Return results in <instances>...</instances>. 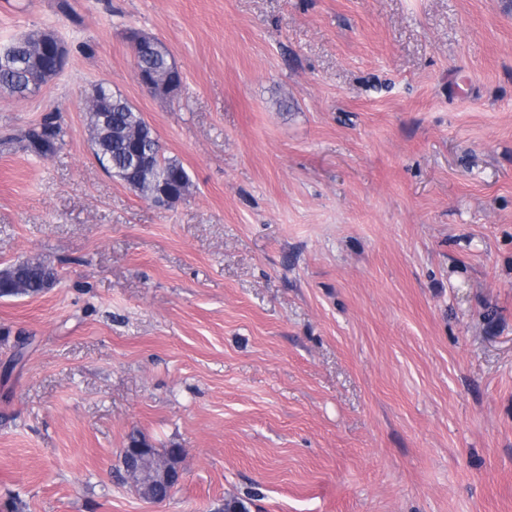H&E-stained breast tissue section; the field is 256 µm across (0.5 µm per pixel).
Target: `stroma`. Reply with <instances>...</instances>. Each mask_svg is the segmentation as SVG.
Listing matches in <instances>:
<instances>
[{
  "label": "stroma",
  "instance_id": "stroma-1",
  "mask_svg": "<svg viewBox=\"0 0 512 512\" xmlns=\"http://www.w3.org/2000/svg\"><path fill=\"white\" fill-rule=\"evenodd\" d=\"M33 31L69 57L0 89V268L59 279L0 298V512H512V0H0ZM100 83L183 199L99 168ZM134 431L181 450L163 502ZM158 46L159 48L154 54L137 58L136 64L139 68L146 71H152L159 75H163L169 67L170 54L161 44H159V42ZM23 147L39 156L53 153L61 142V129L53 113L46 114L38 124L29 126L17 138ZM58 279L57 270L40 261H29L23 266L14 264L0 271V291L2 297L18 295L37 296L51 288ZM14 288H20L14 292ZM120 455L122 460L126 459L128 462L127 465H123L128 479L136 484L144 476L140 465L144 461H152L150 448L143 444L131 445L121 448Z\"/></svg>",
  "mask_w": 512,
  "mask_h": 512
}]
</instances>
